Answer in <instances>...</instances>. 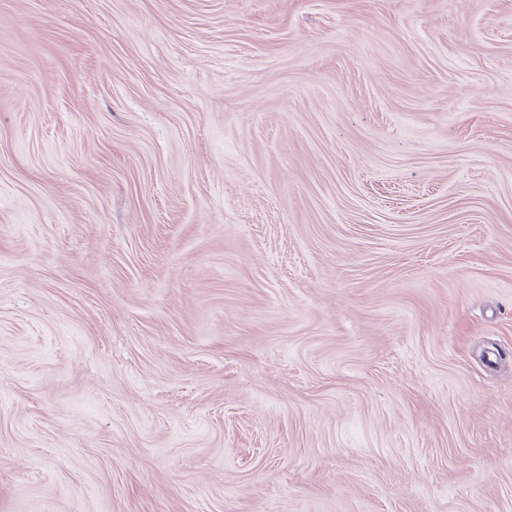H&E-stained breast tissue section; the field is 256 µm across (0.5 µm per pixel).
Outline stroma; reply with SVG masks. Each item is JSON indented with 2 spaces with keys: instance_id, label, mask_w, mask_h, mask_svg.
I'll return each instance as SVG.
<instances>
[{
  "instance_id": "stroma-1",
  "label": "stroma",
  "mask_w": 512,
  "mask_h": 512,
  "mask_svg": "<svg viewBox=\"0 0 512 512\" xmlns=\"http://www.w3.org/2000/svg\"><path fill=\"white\" fill-rule=\"evenodd\" d=\"M0 512H512V0H0Z\"/></svg>"
}]
</instances>
